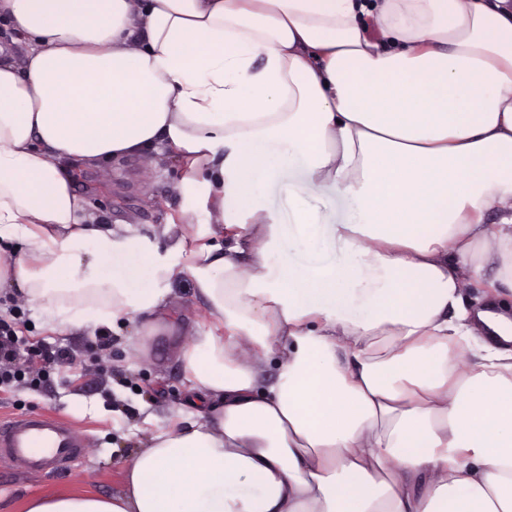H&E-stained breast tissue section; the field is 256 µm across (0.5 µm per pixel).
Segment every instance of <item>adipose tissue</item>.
I'll list each match as a JSON object with an SVG mask.
<instances>
[{"label": "adipose tissue", "instance_id": "adipose-tissue-1", "mask_svg": "<svg viewBox=\"0 0 512 512\" xmlns=\"http://www.w3.org/2000/svg\"><path fill=\"white\" fill-rule=\"evenodd\" d=\"M0 21L27 47L0 57V289L56 329L174 336L185 273L207 319L185 411L121 490L26 512H512V316L462 294H512V0H0ZM152 151L187 165L191 251L102 222L67 173Z\"/></svg>", "mask_w": 512, "mask_h": 512}]
</instances>
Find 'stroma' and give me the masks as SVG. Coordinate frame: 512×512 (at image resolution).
I'll list each match as a JSON object with an SVG mask.
<instances>
[{"instance_id":"35a3bbf8","label":"stroma","mask_w":512,"mask_h":512,"mask_svg":"<svg viewBox=\"0 0 512 512\" xmlns=\"http://www.w3.org/2000/svg\"><path fill=\"white\" fill-rule=\"evenodd\" d=\"M69 175L76 191L109 223L159 236L164 245L180 241L192 248L177 222L183 166L176 158L74 163ZM172 288V315L205 325L204 304L194 298L190 279L178 276ZM0 304L7 305V321L26 343L14 362L18 380L0 392V419L31 413L56 416L72 425L87 444L79 461L58 475L24 473L0 464V512H23L29 500L52 493L112 494L134 455L147 445L150 427L144 418L161 425L181 406V356L187 337L152 336L131 342L106 327L53 331L35 318L31 304L16 290L1 292ZM30 346L62 350L68 361L60 367H41L30 362Z\"/></svg>"}]
</instances>
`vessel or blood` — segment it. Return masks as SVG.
<instances>
[{
    "instance_id": "b4317fda",
    "label": "vessel or blood",
    "mask_w": 512,
    "mask_h": 512,
    "mask_svg": "<svg viewBox=\"0 0 512 512\" xmlns=\"http://www.w3.org/2000/svg\"><path fill=\"white\" fill-rule=\"evenodd\" d=\"M82 438L67 423L42 414L0 419V461L34 473H54L79 459Z\"/></svg>"
}]
</instances>
